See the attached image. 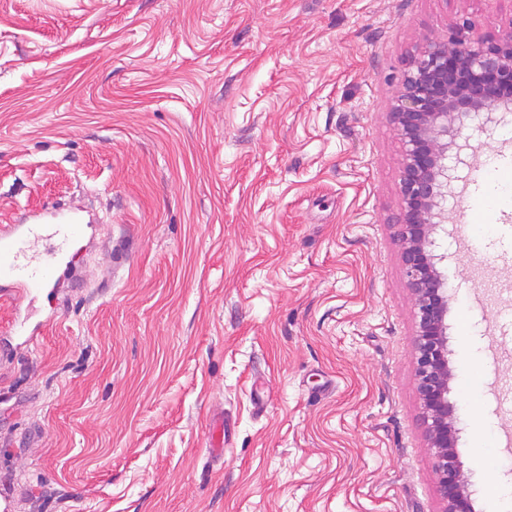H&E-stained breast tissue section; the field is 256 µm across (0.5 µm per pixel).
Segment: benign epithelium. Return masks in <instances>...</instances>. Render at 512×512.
I'll list each match as a JSON object with an SVG mask.
<instances>
[{"mask_svg": "<svg viewBox=\"0 0 512 512\" xmlns=\"http://www.w3.org/2000/svg\"><path fill=\"white\" fill-rule=\"evenodd\" d=\"M475 19L422 43L408 64L391 105L403 146L397 238L408 288L416 305L414 375L428 448L438 475L443 512H473L459 464L454 379L448 360V283L438 268L433 234L448 222L441 207L453 172L467 164L468 142L448 141L466 122H498L512 106V31L474 37ZM455 153L448 154L449 149Z\"/></svg>", "mask_w": 512, "mask_h": 512, "instance_id": "7a95c632", "label": "benign epithelium"}]
</instances>
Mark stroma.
Wrapping results in <instances>:
<instances>
[{"instance_id":"1","label":"stroma","mask_w":512,"mask_h":512,"mask_svg":"<svg viewBox=\"0 0 512 512\" xmlns=\"http://www.w3.org/2000/svg\"><path fill=\"white\" fill-rule=\"evenodd\" d=\"M512 0H0V226L74 201V270L9 347L15 512H442L389 113L408 58ZM434 251L474 512L512 485V128ZM223 422V455L210 451ZM485 434H478V426Z\"/></svg>"}]
</instances>
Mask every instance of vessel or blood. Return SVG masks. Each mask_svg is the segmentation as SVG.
<instances>
[{
  "label": "vessel or blood",
  "instance_id": "obj_1",
  "mask_svg": "<svg viewBox=\"0 0 512 512\" xmlns=\"http://www.w3.org/2000/svg\"><path fill=\"white\" fill-rule=\"evenodd\" d=\"M80 212L75 204L63 212L53 211V223L44 225L43 230L57 243L35 264L25 257L26 240L34 232L33 225L13 224L0 229V298L33 299L47 287L55 266L73 258L76 245L85 235Z\"/></svg>",
  "mask_w": 512,
  "mask_h": 512
}]
</instances>
